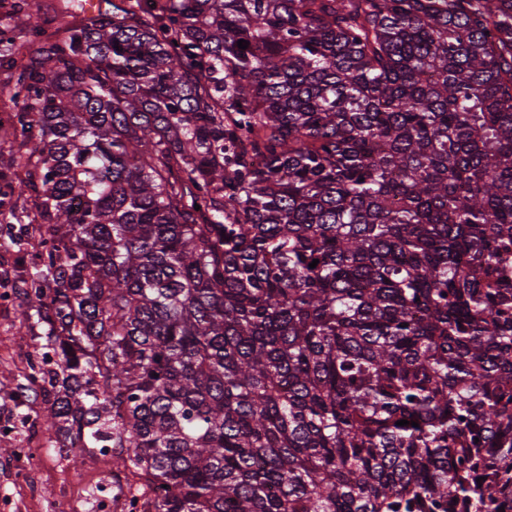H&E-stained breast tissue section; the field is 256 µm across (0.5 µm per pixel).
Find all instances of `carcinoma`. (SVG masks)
Masks as SVG:
<instances>
[{
	"mask_svg": "<svg viewBox=\"0 0 512 512\" xmlns=\"http://www.w3.org/2000/svg\"><path fill=\"white\" fill-rule=\"evenodd\" d=\"M141 2L0 25L40 425L133 512H500L512 0Z\"/></svg>",
	"mask_w": 512,
	"mask_h": 512,
	"instance_id": "obj_1",
	"label": "carcinoma"
}]
</instances>
